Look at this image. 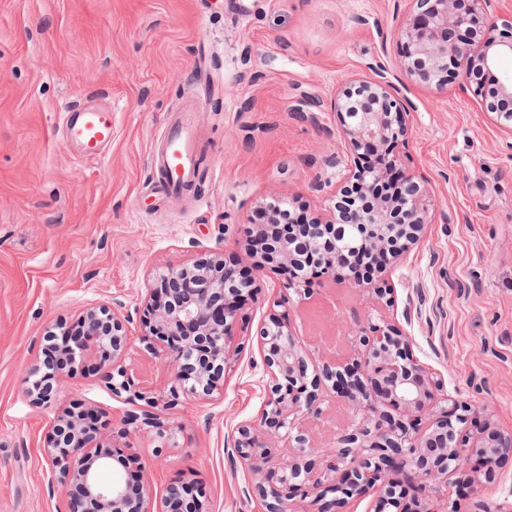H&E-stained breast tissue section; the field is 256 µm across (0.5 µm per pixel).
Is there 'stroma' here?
I'll use <instances>...</instances> for the list:
<instances>
[{
	"mask_svg": "<svg viewBox=\"0 0 512 512\" xmlns=\"http://www.w3.org/2000/svg\"><path fill=\"white\" fill-rule=\"evenodd\" d=\"M409 0H0V512H64L44 448L72 401L101 414L104 441L124 446L114 414L145 402L114 397L97 362L55 402L25 393L43 336L96 303H124L138 330L155 268L233 247L246 214L279 193L297 211L334 203L345 173L331 104L380 62L408 109L405 152L430 192V224L388 275L395 303L312 286L291 323L344 337L366 318L408 338L442 394L512 427V136L473 93L434 94L398 67ZM91 92L112 106V144L85 160L65 142L64 105ZM197 130L192 185L162 193L152 163L171 112ZM244 309L248 334L221 396L163 411L176 443L135 439L154 497L185 477L208 512H261L228 450L263 402L257 331L274 280ZM121 362L165 392L164 362L133 342ZM458 512H512V461Z\"/></svg>",
	"mask_w": 512,
	"mask_h": 512,
	"instance_id": "obj_1",
	"label": "stroma"
}]
</instances>
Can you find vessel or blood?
Instances as JSON below:
<instances>
[{"instance_id": "b4317fda", "label": "vessel or blood", "mask_w": 512, "mask_h": 512, "mask_svg": "<svg viewBox=\"0 0 512 512\" xmlns=\"http://www.w3.org/2000/svg\"><path fill=\"white\" fill-rule=\"evenodd\" d=\"M112 112L81 104L64 109V135L69 144L78 146L82 157H101L112 142ZM196 140L191 123L184 116H175L168 124L166 135L153 161L161 172L163 185L169 194H180L195 170Z\"/></svg>"}]
</instances>
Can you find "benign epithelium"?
Returning a JSON list of instances; mask_svg holds the SVG:
<instances>
[{"mask_svg": "<svg viewBox=\"0 0 512 512\" xmlns=\"http://www.w3.org/2000/svg\"><path fill=\"white\" fill-rule=\"evenodd\" d=\"M480 0H414L413 10L398 30L399 65L416 84L440 93L462 79L486 111L497 116L512 133V79L487 84L475 74L489 75L505 57L512 58V39L494 35ZM337 94L332 107L349 160L348 173L335 202L309 221L295 216L290 201L272 194L261 199L248 221L241 247L251 259L241 270L218 251L191 264L159 268L154 287L146 289L140 341L152 354L167 361L175 385L170 395L207 399L224 387L227 368L241 351L239 311L253 296L252 271H273L286 278L288 289L302 297L313 283L332 282L371 288L383 298L384 274L403 252L420 240L429 223L427 192L413 173H406L404 145L407 105L387 80L381 66ZM394 185L401 194L384 190ZM369 240L378 270L370 283L361 281L347 265L352 246L347 228ZM301 240L297 248L289 241ZM124 304H94L81 314V325L63 332L64 345L47 344L42 363L26 376V393L39 406L58 395L59 378L76 373L89 358L112 357L107 383L112 395L128 393L152 405L133 376L115 362L130 344L123 316ZM266 397L250 424L238 428L231 457L257 477L256 496L264 512H296V499L310 500L317 512H329L327 494L367 501L365 512H406L409 484L414 491L443 494L448 479L466 489L488 483L487 463L512 457V430H502L482 412L466 404L435 403L427 410L438 384L407 353V338L393 325L369 321L349 331L357 356L347 360L327 355L308 364L290 319L269 314L259 331ZM343 403L349 419L338 446L323 469L306 456L311 451L302 421L320 418ZM391 405L397 415L380 413ZM90 412L80 406L64 411L53 427L54 437L44 449L51 474L72 486L66 512H206L190 484L177 480L156 502L144 483L140 455L104 449L97 432L86 423ZM143 425L163 442H170L179 425L156 414ZM136 479L137 489L120 476L112 483L100 479L111 463Z\"/></svg>", "mask_w": 512, "mask_h": 512, "instance_id": "1", "label": "benign epithelium"}]
</instances>
